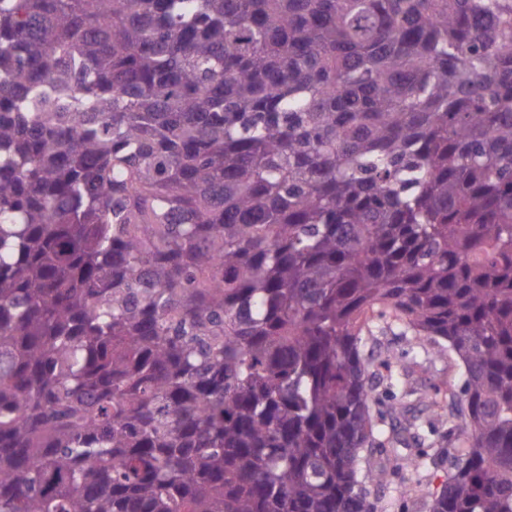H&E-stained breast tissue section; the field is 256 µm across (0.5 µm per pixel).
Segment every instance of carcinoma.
<instances>
[{
  "instance_id": "carcinoma-1",
  "label": "carcinoma",
  "mask_w": 512,
  "mask_h": 512,
  "mask_svg": "<svg viewBox=\"0 0 512 512\" xmlns=\"http://www.w3.org/2000/svg\"><path fill=\"white\" fill-rule=\"evenodd\" d=\"M394 326L512 512V0H0V512H374ZM402 335V329L396 327L384 334H376V340L374 342L369 340L366 350L371 346L376 354H380L384 349H389L396 357L391 367L393 374L401 376L405 371H409L408 380L416 386L445 378L448 383L454 385V390L459 392L463 367L458 358L448 349L445 354H438L436 345L426 337L420 336L413 340V346L418 354L417 360L423 363L422 370L412 364L409 343L412 333Z\"/></svg>"
}]
</instances>
